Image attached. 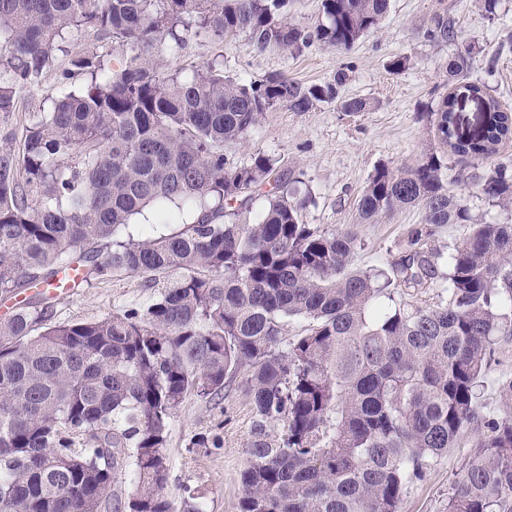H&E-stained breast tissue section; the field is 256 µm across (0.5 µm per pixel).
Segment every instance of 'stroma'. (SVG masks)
<instances>
[{"instance_id": "stroma-1", "label": "stroma", "mask_w": 512, "mask_h": 512, "mask_svg": "<svg viewBox=\"0 0 512 512\" xmlns=\"http://www.w3.org/2000/svg\"><path fill=\"white\" fill-rule=\"evenodd\" d=\"M439 13L447 14L455 38L434 44L424 33ZM464 46L471 49V80L485 82L492 96L512 107V0H499L493 20L483 0H390L380 28L347 51L315 44L297 54L276 47L260 52L242 35L221 41L190 36L182 47L163 55L162 69L188 77L196 67L212 63L241 83L284 74L306 85L321 84L345 72V95L369 101L368 111L349 114L332 103L317 104L307 112L281 106L263 113L247 139L225 147L224 155L233 165L249 163L258 151L279 158L283 170L299 177L314 198L302 213L303 222L352 231L357 238L355 268L387 274L423 213L407 207L379 223L362 224L356 201L375 168L413 164L433 143L428 110L448 93L445 65ZM397 57L407 58L404 71L390 69ZM504 160L512 161V140L489 159H448L449 188L466 200L474 215L491 223L512 222V213L481 200L468 176ZM177 277L171 271L151 281L128 273L79 285L65 295L50 291L52 321L57 325L94 321L147 306ZM508 380H512V336H500L487 358L479 392L488 409L501 417L512 415V405H504L499 392L501 383ZM252 417L240 376L213 398L191 394L184 399L165 448V493L174 506H181L192 493L201 497L205 512H240L241 472L248 464ZM199 436L216 438V446H192V438ZM474 440L473 432H465L454 448L425 469L422 478L410 482L400 512H448L452 484L472 453Z\"/></svg>"}]
</instances>
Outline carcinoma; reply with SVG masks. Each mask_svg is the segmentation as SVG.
I'll return each mask as SVG.
<instances>
[{
  "label": "carcinoma",
  "mask_w": 512,
  "mask_h": 512,
  "mask_svg": "<svg viewBox=\"0 0 512 512\" xmlns=\"http://www.w3.org/2000/svg\"><path fill=\"white\" fill-rule=\"evenodd\" d=\"M287 3L0 0L4 125L68 55L71 30L93 28L130 50L118 69L97 48L71 58L53 111L0 139V295L48 286L71 266L87 284L181 272L150 305L120 315L53 325V306L34 296L0 320V512H176L165 494L170 421L187 394L215 395L241 372L253 421L240 512H398L409 481L466 428L475 451L448 512H512V416H491L477 391L493 337L512 336V224L477 221L448 189L444 162L497 154L512 140V109L482 81L439 100L436 146L413 165L377 167L357 202L362 224L410 206L423 223L404 240L394 279L358 271L355 235L303 223L312 194L279 159L224 157L277 106L366 111V100L343 95L344 73L245 84L207 65L184 80L154 59L190 35L348 50L389 9V0H322V22L307 27L287 20ZM425 37L454 39L448 15ZM469 55L457 52L448 73L465 77ZM463 98L484 107L470 138L458 130ZM474 180L485 202L512 211V161ZM259 198L258 219L243 221ZM158 205H189L194 218L168 234L117 237ZM445 224L471 231L448 247L439 302L381 305L395 283L434 279L430 241ZM291 320L304 328L288 339ZM127 473L132 490L121 496L112 487Z\"/></svg>",
  "instance_id": "cac0c4a2"
}]
</instances>
